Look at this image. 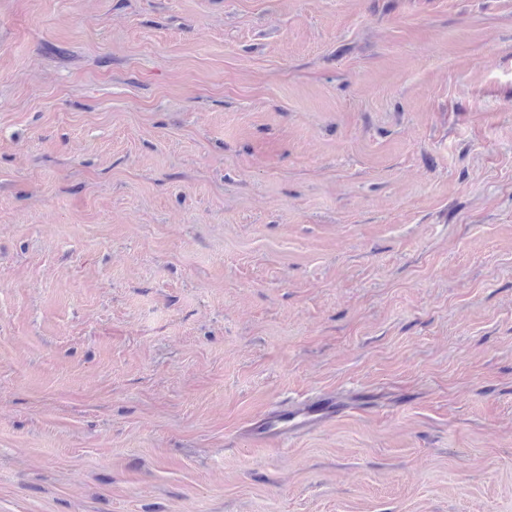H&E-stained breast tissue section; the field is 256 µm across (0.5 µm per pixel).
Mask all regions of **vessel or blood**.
<instances>
[{
  "label": "vessel or blood",
  "mask_w": 512,
  "mask_h": 512,
  "mask_svg": "<svg viewBox=\"0 0 512 512\" xmlns=\"http://www.w3.org/2000/svg\"><path fill=\"white\" fill-rule=\"evenodd\" d=\"M342 411L341 405L326 397L316 403L302 401L285 407L277 406L252 425L250 439L257 447L282 443L293 435L319 429Z\"/></svg>",
  "instance_id": "1"
}]
</instances>
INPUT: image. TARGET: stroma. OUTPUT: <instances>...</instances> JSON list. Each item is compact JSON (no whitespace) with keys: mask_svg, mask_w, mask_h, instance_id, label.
Segmentation results:
<instances>
[{"mask_svg":"<svg viewBox=\"0 0 512 512\" xmlns=\"http://www.w3.org/2000/svg\"><path fill=\"white\" fill-rule=\"evenodd\" d=\"M0 512H512V0H0ZM342 412L341 405L326 397L320 398L317 405L302 401L288 407L277 406L268 411L264 419L251 426L250 439L257 447L283 444L293 435L319 429Z\"/></svg>","mask_w":512,"mask_h":512,"instance_id":"35a3bbf8","label":"stroma"}]
</instances>
